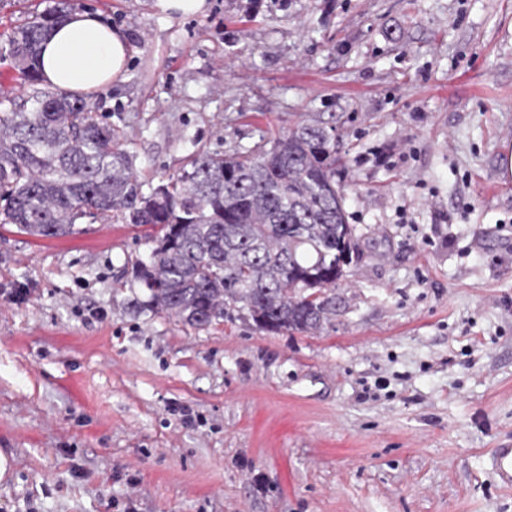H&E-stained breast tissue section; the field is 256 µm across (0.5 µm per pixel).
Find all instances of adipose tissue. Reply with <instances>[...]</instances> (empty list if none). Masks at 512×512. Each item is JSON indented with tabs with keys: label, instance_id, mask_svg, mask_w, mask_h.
Listing matches in <instances>:
<instances>
[{
	"label": "adipose tissue",
	"instance_id": "ef3b65f1",
	"mask_svg": "<svg viewBox=\"0 0 512 512\" xmlns=\"http://www.w3.org/2000/svg\"><path fill=\"white\" fill-rule=\"evenodd\" d=\"M126 35L100 13L74 10L42 44L39 72L45 85L66 94H91L122 77L128 65Z\"/></svg>",
	"mask_w": 512,
	"mask_h": 512
}]
</instances>
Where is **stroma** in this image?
Instances as JSON below:
<instances>
[{
	"instance_id": "obj_1",
	"label": "stroma",
	"mask_w": 512,
	"mask_h": 512,
	"mask_svg": "<svg viewBox=\"0 0 512 512\" xmlns=\"http://www.w3.org/2000/svg\"><path fill=\"white\" fill-rule=\"evenodd\" d=\"M54 0H0L14 26ZM128 36L92 99L143 179L302 121L356 250L328 323L139 311L144 228L0 225V512H512V0H69ZM207 0H158V5L165 13L179 16L202 13ZM491 466L503 487L512 488V448H496L491 454Z\"/></svg>"
}]
</instances>
